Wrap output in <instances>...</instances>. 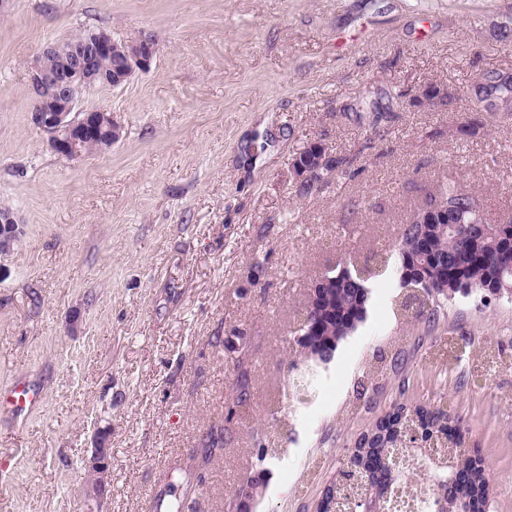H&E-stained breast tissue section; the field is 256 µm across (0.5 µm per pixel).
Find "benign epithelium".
<instances>
[{"mask_svg": "<svg viewBox=\"0 0 512 512\" xmlns=\"http://www.w3.org/2000/svg\"><path fill=\"white\" fill-rule=\"evenodd\" d=\"M156 52L154 40L149 36L142 35L119 44L105 32L98 31L79 47L61 53V67L55 72L33 63L29 69L32 121L48 135L51 149L66 159H77V145L88 135L101 139L102 150L110 149L122 135L121 125L104 109H77L80 96L97 84H126L136 72L150 69ZM105 59L112 64L110 74L99 68V63ZM327 160V150L320 144L297 163V175L304 182L311 181L322 175ZM86 467L109 473L112 449L103 441L97 442L86 458ZM256 478L253 474L243 480L245 489L234 495L232 512H253L256 496L252 483Z\"/></svg>", "mask_w": 512, "mask_h": 512, "instance_id": "7a95c632", "label": "benign epithelium"}]
</instances>
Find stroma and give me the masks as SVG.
<instances>
[{"instance_id": "stroma-1", "label": "stroma", "mask_w": 512, "mask_h": 512, "mask_svg": "<svg viewBox=\"0 0 512 512\" xmlns=\"http://www.w3.org/2000/svg\"><path fill=\"white\" fill-rule=\"evenodd\" d=\"M86 28L150 34L158 52L124 86L82 95L122 137L66 160L31 121L29 66ZM505 28L512 0H10L0 203L23 234L0 255V389L23 379L42 401L0 416V512H88L82 458L101 438L100 512H170L181 496L227 512L262 446L279 454L255 512H316L359 436L419 402L460 419L488 464L487 512H512L511 300L457 297L431 327L386 273L314 388L292 386L319 276L395 251L399 225L450 181L485 222L512 220V117L460 132L481 75H512ZM430 84L452 104L418 103ZM316 141L355 173L302 197L293 159ZM230 342L249 347L242 368ZM210 434L223 445L206 460Z\"/></svg>"}]
</instances>
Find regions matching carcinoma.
<instances>
[{
    "label": "carcinoma",
    "instance_id": "1",
    "mask_svg": "<svg viewBox=\"0 0 512 512\" xmlns=\"http://www.w3.org/2000/svg\"><path fill=\"white\" fill-rule=\"evenodd\" d=\"M512 105V81L498 74L480 77L475 107L465 114L461 130L475 134L484 126L483 111L495 106L492 98ZM440 204L448 209V231L438 224H419L415 217L400 225L396 255L373 251L360 268L350 266L342 274L327 273L329 285L323 287L316 302L306 301L303 314H314L321 324L319 344L314 353L329 363L339 345L366 321L371 299V285L390 268H396L399 280L405 269L413 271L408 281L424 290L422 303L430 306L426 319L434 323L443 304L458 295H487L493 289L509 296L512 289V222L509 224H471L475 213L482 212L479 196L456 183L441 187L428 205ZM448 414L423 404L398 405L380 419L375 428L355 443V456L363 462L357 479L363 481L359 491L337 492L334 507L345 512H371L385 509L390 501L383 491L375 490L368 478L393 464L395 456L416 461L415 470L425 472L426 483L412 485L398 471L388 472L390 488L419 498L429 495L431 512H469L475 495L482 492L486 471L477 467L469 450L457 442L438 453L429 445L448 434ZM423 432V447L408 446L401 440L412 430Z\"/></svg>",
    "mask_w": 512,
    "mask_h": 512
}]
</instances>
